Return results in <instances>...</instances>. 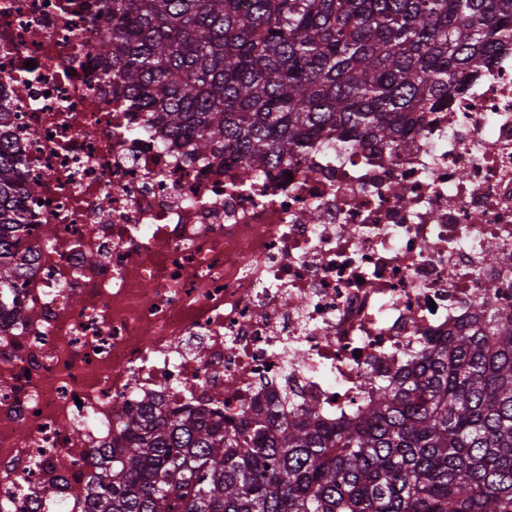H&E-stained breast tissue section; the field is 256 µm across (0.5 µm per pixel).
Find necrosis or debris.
<instances>
[{
    "instance_id": "necrosis-or-debris-1",
    "label": "necrosis or debris",
    "mask_w": 512,
    "mask_h": 512,
    "mask_svg": "<svg viewBox=\"0 0 512 512\" xmlns=\"http://www.w3.org/2000/svg\"><path fill=\"white\" fill-rule=\"evenodd\" d=\"M88 27L86 0H0L17 92L0 106L40 184L25 320L0 314V512L84 478L145 395L179 411L223 391L230 426L313 401L332 423L424 338L512 313V46L408 129L411 150L329 131L246 185L126 111Z\"/></svg>"
}]
</instances>
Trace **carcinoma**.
<instances>
[{
    "label": "carcinoma",
    "mask_w": 512,
    "mask_h": 512,
    "mask_svg": "<svg viewBox=\"0 0 512 512\" xmlns=\"http://www.w3.org/2000/svg\"><path fill=\"white\" fill-rule=\"evenodd\" d=\"M84 43L131 112L250 180L327 130L397 150L512 42V0H93ZM0 109V290L38 194ZM70 487L85 512H512V314L426 340L356 419L257 407L230 428L148 399Z\"/></svg>",
    "instance_id": "cac0c4a2"
}]
</instances>
